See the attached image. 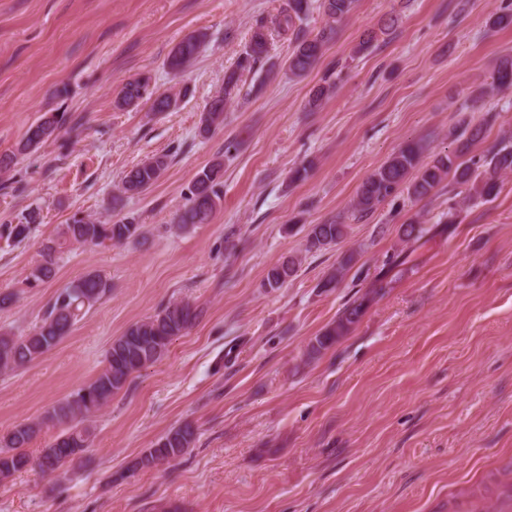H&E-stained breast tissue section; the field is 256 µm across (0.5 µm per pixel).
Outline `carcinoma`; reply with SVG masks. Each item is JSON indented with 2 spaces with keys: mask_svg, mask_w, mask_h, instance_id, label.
<instances>
[{
  "mask_svg": "<svg viewBox=\"0 0 512 512\" xmlns=\"http://www.w3.org/2000/svg\"><path fill=\"white\" fill-rule=\"evenodd\" d=\"M355 0H288L287 8L275 18L273 26L257 23L249 42L238 57L236 69L224 73V89L206 108L201 118L200 133L207 135L223 124L224 107L233 100L238 87L239 73L252 70L268 53L272 32L291 34L295 47L286 60L288 73L305 76L314 69L323 56L324 48L334 34L336 25L348 16ZM325 18V27L315 36L304 33L313 10ZM397 17L392 16L379 28L370 31L359 41L355 53L369 50L378 33H386ZM487 26L502 29L512 26V5H503L489 17ZM201 36L190 34L171 50L167 64L173 71H181L196 59ZM149 78L138 77L126 82L120 89L115 107L125 110L151 102V111L167 112L176 105L169 94L153 95L148 90ZM512 87V60L497 63L490 82L480 93H489ZM67 122L64 112H45L30 125L19 151L27 152L40 147ZM457 148L439 154L430 163L421 160L424 146L410 143L391 155L370 174L358 189L351 206L350 216L363 218L374 213L380 205L405 193L414 199L429 196L445 179L452 178L459 186H466L468 199L493 200L502 176L512 173V145L504 144L484 158L464 159L472 144L479 139L481 127L472 126L462 119L453 130ZM170 164V155L156 154L128 170L119 191L128 197L139 195L153 186ZM224 161L216 159L204 166L196 175L190 195L178 215V225L186 229L196 224H207L223 198ZM349 225L341 221L311 225L306 235V251L326 250L348 235ZM140 225L131 221L113 224L75 219L63 225L56 239L44 245L41 261L26 277L29 287L36 288L55 274L57 255L70 244L102 245L109 241L120 244L135 240ZM349 254L344 263L328 273L321 287L331 291L343 281L346 267L354 260ZM409 254L401 251L389 256L387 271L379 273L370 282L367 291L358 299L344 305L336 321L314 338L309 354H319L335 346L359 323L366 303L390 287L393 279L388 273L408 263ZM296 272V261L289 258L267 272L264 286L272 291L281 288ZM111 291L109 281L97 272L87 273L70 282L64 293L57 294L44 311L39 324L25 336L0 334V372L11 371L29 364L70 335L74 326ZM200 316L194 305L175 301L155 314L131 324L122 335L113 339L106 352L104 369L90 382L71 392L48 408L36 421L17 424L7 435L0 437V481L27 470L32 458L26 448L46 426H60L61 432L42 450L37 459L41 472H54L61 466L80 458L93 436V418L129 384L132 375L140 369L160 361L168 352L172 340L188 331ZM195 428L189 424L169 430L152 447L146 449L134 463L135 470H151L180 458L194 443Z\"/></svg>",
  "mask_w": 512,
  "mask_h": 512,
  "instance_id": "carcinoma-1",
  "label": "carcinoma"
}]
</instances>
